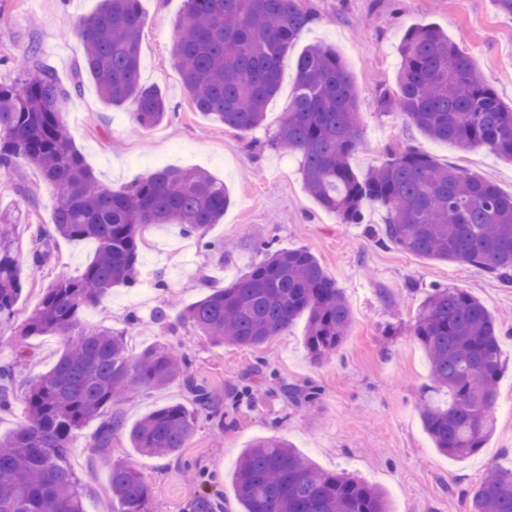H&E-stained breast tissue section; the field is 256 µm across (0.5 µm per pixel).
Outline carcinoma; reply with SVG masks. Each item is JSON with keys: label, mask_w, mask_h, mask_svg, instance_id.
Here are the masks:
<instances>
[{"label": "carcinoma", "mask_w": 512, "mask_h": 512, "mask_svg": "<svg viewBox=\"0 0 512 512\" xmlns=\"http://www.w3.org/2000/svg\"><path fill=\"white\" fill-rule=\"evenodd\" d=\"M172 44L182 83L195 108L240 130L260 125L280 85V63L312 16L300 0H186ZM141 0H100L84 19L83 71L109 107L130 104L141 128L167 119L169 103L140 80ZM396 88L383 104L426 137L461 147L485 146L512 161V107L504 103L470 55L434 24L407 29L399 44ZM81 81L59 82L37 50L9 82H0V172L22 159L54 185L52 224L29 242V269L43 266L59 238L87 239L96 254L82 275H59L23 322L21 336L56 335L65 349L45 373L21 382L17 367L31 361L20 349L0 365V410L18 398L25 422L0 439V512H85L68 465L80 431L98 421L87 443L91 463L108 470L109 512H149L150 490L131 464L112 461V438L125 434L140 455L179 454L201 417L220 400L189 375L186 353L161 346L131 353L127 332L90 328L83 310L113 288L138 282L139 243L150 224H178L202 247L230 203L224 182L198 169L162 168L110 190L73 144L62 103ZM301 157L308 194L341 224L364 222V207L385 211L378 242L438 261H457L512 283V194L410 146L393 148L384 163L358 177L348 158L362 142L357 89L330 46L306 47L278 134ZM16 220L0 212V320L14 317L23 269L13 247ZM308 313L306 343L318 362L337 350L352 323L351 308L319 260L305 248H266V258L223 287H212L181 317L215 344L258 348ZM501 323L469 292L433 287L418 306L412 335L428 359L430 384L418 411L433 447L465 459L495 431L497 382L504 368ZM182 382L192 407L173 404L127 425L119 405L137 389ZM294 407L312 404L313 387H281ZM241 512H392L378 488L319 470L295 447L263 437L244 449L234 472ZM473 512H512V469L491 467L470 490Z\"/></svg>", "instance_id": "1"}]
</instances>
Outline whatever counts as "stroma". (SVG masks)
<instances>
[{"label":"stroma","instance_id":"1","mask_svg":"<svg viewBox=\"0 0 512 512\" xmlns=\"http://www.w3.org/2000/svg\"><path fill=\"white\" fill-rule=\"evenodd\" d=\"M99 0H0V82L10 81L30 48L62 83L75 78L83 57L80 20L92 15ZM315 15L307 31L281 64V86L269 102L264 122L242 132L212 121L186 94L171 56L185 0H142L146 24L141 40L143 83L160 88L172 111L153 129L140 128L132 108H107L90 78L80 93L62 105L64 118L86 164L105 186L118 189L154 166L201 169L223 180L230 195L210 239L230 253L217 258L174 224L148 226L140 249L135 287L113 288L101 303L86 308V325L126 327L136 313L142 323L131 330L133 352L165 345L186 351L194 380L222 399L216 417L200 420L186 448L172 459L136 454L125 435L112 440V458L130 462L151 489L152 512H191L206 475L210 492L222 494L224 512H239L233 488L238 455L256 439L275 436L292 442L320 469L345 473L383 489L398 512H471L469 488L490 466L512 467V284L477 273L470 265L422 258L395 246L379 245L372 229L385 212L366 206L361 224L339 223L306 192L300 158L283 153L274 140L285 117L296 61L308 45L332 46L342 57L359 94L363 143L350 158L357 175L381 164L391 148L409 145L437 162L482 175L512 194V163L490 150L463 148L422 135L404 116L381 108L383 91L393 89L400 65L397 47L411 26L435 24L460 43L504 102L512 104V17L498 14L492 0H301ZM28 186L36 206L16 224L19 259H26L30 227L51 223L56 194L37 171L17 164L0 175V210L21 207L18 186ZM310 251L342 288L353 325L336 353L312 362L306 349V315L297 316L280 336L258 349L213 345L190 325L170 317L163 326L150 319L167 300L185 307L202 298L208 285H227L263 256L259 244ZM90 240H58L56 258L28 272L9 322H0V363L24 346L20 325L38 304L43 288L59 273L81 275L92 260ZM167 287L155 288L156 275ZM450 285L479 298L500 316L506 366L498 384L497 430L484 447L464 461L439 453L423 429L416 403L429 383V365L411 334L413 317L431 286ZM274 379L257 381L251 400L229 395L257 359ZM314 382L317 400L296 409L276 392L277 384ZM180 383L138 391L121 408L126 422L172 403H187ZM71 466L85 487V512H100L108 474L93 469L89 449H72Z\"/></svg>","mask_w":512,"mask_h":512}]
</instances>
